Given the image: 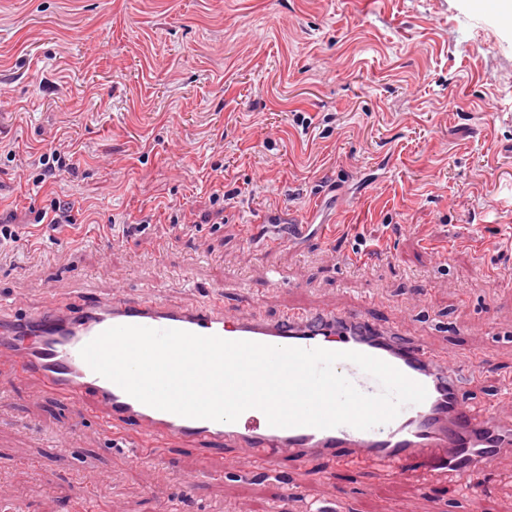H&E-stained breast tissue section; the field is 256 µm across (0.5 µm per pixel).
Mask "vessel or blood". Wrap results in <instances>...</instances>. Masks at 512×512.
<instances>
[{
	"mask_svg": "<svg viewBox=\"0 0 512 512\" xmlns=\"http://www.w3.org/2000/svg\"><path fill=\"white\" fill-rule=\"evenodd\" d=\"M120 325L279 347L357 351L393 365L424 385L428 395L423 403L405 406L395 419L369 430L348 425L273 427L255 408L233 423L186 418L137 401L81 358L79 351L86 343ZM1 356L8 357L10 371L62 398L91 401L108 426L122 429L132 439L178 438L241 448L253 455L267 476L279 475L286 459L305 463L323 458L339 466L383 461L407 480L442 476L470 488L497 457L512 455V421L495 417L490 409L472 408L458 394L462 379L488 370L482 355L431 352L416 338L403 337L397 326L382 325L358 308H289L269 320L256 306L229 309L219 297L203 306L180 308L152 294L133 298L118 289L103 300L69 305L50 301L23 315L1 309ZM335 370L364 394L381 390L376 379L350 362H338Z\"/></svg>",
	"mask_w": 512,
	"mask_h": 512,
	"instance_id": "b4317fda",
	"label": "vessel or blood"
}]
</instances>
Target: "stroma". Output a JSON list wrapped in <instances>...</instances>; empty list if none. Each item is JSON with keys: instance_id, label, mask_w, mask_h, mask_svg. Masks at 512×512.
I'll list each match as a JSON object with an SVG mask.
<instances>
[{"instance_id": "stroma-1", "label": "stroma", "mask_w": 512, "mask_h": 512, "mask_svg": "<svg viewBox=\"0 0 512 512\" xmlns=\"http://www.w3.org/2000/svg\"><path fill=\"white\" fill-rule=\"evenodd\" d=\"M53 149L74 169L46 175ZM54 199L59 231L34 221ZM0 220L28 239L0 303L366 300L430 349L480 352L461 394L485 408L512 378V18L498 0H0ZM119 435L0 372V512H512L507 455L462 490L323 459L269 478L177 438L137 465ZM70 212L71 204L69 202L54 199L51 201L50 208H43L37 212L35 221L38 224H42L46 220L47 224H50L56 230L61 226H65L64 224H71Z\"/></svg>"}]
</instances>
